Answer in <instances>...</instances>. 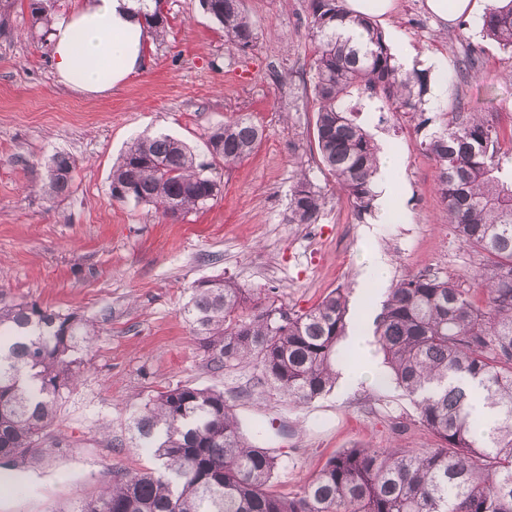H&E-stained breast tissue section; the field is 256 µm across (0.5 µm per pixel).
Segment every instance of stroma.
<instances>
[{
	"label": "stroma",
	"mask_w": 512,
	"mask_h": 512,
	"mask_svg": "<svg viewBox=\"0 0 512 512\" xmlns=\"http://www.w3.org/2000/svg\"><path fill=\"white\" fill-rule=\"evenodd\" d=\"M166 33L149 39L141 67L112 91L87 96L57 82L48 46L30 29L29 0H16L0 31V298L34 302L93 321L95 341L78 352L81 375L67 393L35 464L0 467V512H56L97 490L117 467L150 466L146 452L111 446L147 395L192 385L223 392L244 434L282 453L274 484L298 491L336 451L364 443L420 448L430 441L394 385L337 384L296 406L262 387L251 366L212 369L182 311L194 288L229 279L249 295L304 311L333 289L349 295V316L378 314L385 290L361 288L366 250L383 255L391 280L420 271L459 277L483 256L443 229L437 165L421 143L452 112H485L512 151V58L481 34L489 0L465 22L443 23L426 0H395L379 27L387 42L433 61L431 82L447 94L427 99L426 125L406 115L368 118L378 143L397 149L411 221L381 224L357 215L322 168L313 141L309 82L310 0H243L251 50L229 47L200 0H163ZM476 47L481 79L465 51ZM263 131L258 151L228 168L213 159L211 132L237 114ZM185 141L220 194L170 221L111 193L112 166L138 136ZM57 152L75 161L69 194L41 191ZM323 197L318 223L289 224L288 199L299 173ZM377 394L366 402L368 394Z\"/></svg>",
	"instance_id": "35a3bbf8"
}]
</instances>
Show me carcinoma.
<instances>
[{"instance_id": "obj_1", "label": "carcinoma", "mask_w": 512, "mask_h": 512, "mask_svg": "<svg viewBox=\"0 0 512 512\" xmlns=\"http://www.w3.org/2000/svg\"><path fill=\"white\" fill-rule=\"evenodd\" d=\"M343 0H311L310 82L313 139L321 164L356 213L372 208L380 147L359 122L365 112L417 115L430 90L427 72L403 70L368 17H352ZM155 33L164 36L162 0H137ZM239 51L253 46L241 0H201ZM351 23L360 41L337 28ZM483 32L512 58V0H493ZM30 26L47 43L50 19L31 0ZM263 130L239 114L209 137L211 154L230 168L258 148ZM487 115L456 112L422 142L437 162L435 191L448 226L479 249L484 263L460 280L409 274L387 289L372 332L385 379L412 400L414 422L431 438L424 448L336 452L297 492L273 479L282 465L274 448L250 442L224 393L189 385L152 394L130 418L132 447L152 452L155 466L117 468L97 492L56 512H512V181L500 176L508 157ZM75 163L64 153L48 163L43 193L68 194ZM189 147L169 135L133 139L112 167V198L152 205L179 219L218 195ZM319 191L301 175L290 192L289 224H316ZM233 281L197 287L183 314L215 369L253 365L258 383L288 402L306 405L340 377V342L348 336V295L337 288L305 311L256 304ZM97 327L73 314L0 300V466H24L38 451L66 392L78 376L74 354ZM481 399L495 410L483 423Z\"/></svg>"}]
</instances>
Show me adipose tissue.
<instances>
[{
  "label": "adipose tissue",
  "mask_w": 512,
  "mask_h": 512,
  "mask_svg": "<svg viewBox=\"0 0 512 512\" xmlns=\"http://www.w3.org/2000/svg\"><path fill=\"white\" fill-rule=\"evenodd\" d=\"M148 38V27L133 0H81L52 37L54 75L76 92H109L140 66ZM399 168V153L384 149L378 164L377 201L385 223L407 219L398 203Z\"/></svg>",
  "instance_id": "ef3b65f1"
}]
</instances>
